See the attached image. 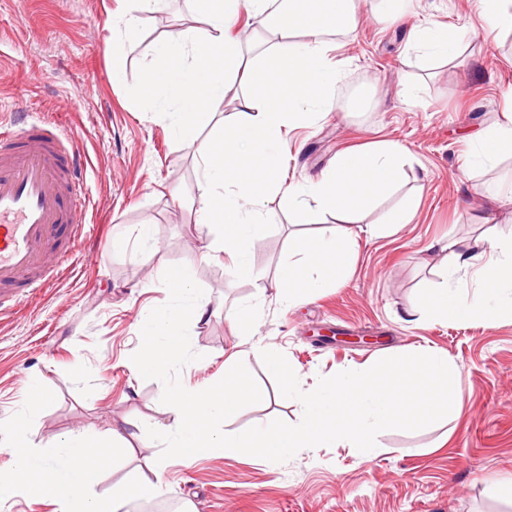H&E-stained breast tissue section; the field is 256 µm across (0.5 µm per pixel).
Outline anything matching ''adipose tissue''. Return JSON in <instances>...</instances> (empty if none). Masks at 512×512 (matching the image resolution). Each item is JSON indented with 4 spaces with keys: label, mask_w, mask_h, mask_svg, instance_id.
<instances>
[{
    "label": "adipose tissue",
    "mask_w": 512,
    "mask_h": 512,
    "mask_svg": "<svg viewBox=\"0 0 512 512\" xmlns=\"http://www.w3.org/2000/svg\"><path fill=\"white\" fill-rule=\"evenodd\" d=\"M205 28L176 31L165 41L156 65L138 85L146 104L165 111L172 134L194 138L207 126L218 127L219 141H200L197 148L202 180L198 212L202 223L221 231L206 242L204 260L227 257L238 278L257 274L249 258V241L263 222L268 193L278 192L294 223L309 224L319 214L336 216L338 225L327 237L303 242L292 239V262L281 266L280 284L288 288L289 302L304 300L317 289L340 281L355 254L354 226L389 194L396 175L408 164L396 144L346 149L314 178L284 183L280 147L286 136L305 122L317 120L334 107V92L345 75L343 62H331L330 35L353 28L358 0H195ZM415 0H377L376 18L386 24L407 22L406 43L426 59L447 62L466 54L467 31L457 27L410 24ZM248 17L255 31L281 39L276 50L251 64L229 32L240 17ZM261 77L257 95L237 99L234 112L220 116L228 80L239 70ZM501 121L471 136L475 167L512 158V92L504 96ZM442 283L426 294L422 312L427 320L493 323L512 316V238L493 244L488 253H472L468 244H447ZM194 265L182 262L165 274L178 309L148 318L143 324L151 336L134 369L140 374L165 376L169 365L186 347L184 314L203 322L207 300L193 287ZM474 275L473 291L460 283Z\"/></svg>",
    "instance_id": "obj_1"
}]
</instances>
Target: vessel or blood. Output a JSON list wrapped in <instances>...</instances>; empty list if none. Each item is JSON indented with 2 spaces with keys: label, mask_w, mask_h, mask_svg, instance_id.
<instances>
[{
  "label": "vessel or blood",
  "mask_w": 512,
  "mask_h": 512,
  "mask_svg": "<svg viewBox=\"0 0 512 512\" xmlns=\"http://www.w3.org/2000/svg\"><path fill=\"white\" fill-rule=\"evenodd\" d=\"M86 203L75 134L28 112L0 124V299L47 287L76 258Z\"/></svg>",
  "instance_id": "1"
}]
</instances>
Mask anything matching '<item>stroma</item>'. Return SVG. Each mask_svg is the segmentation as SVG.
<instances>
[{
	"label": "stroma",
	"instance_id": "1",
	"mask_svg": "<svg viewBox=\"0 0 512 512\" xmlns=\"http://www.w3.org/2000/svg\"><path fill=\"white\" fill-rule=\"evenodd\" d=\"M359 14L355 29L334 37L333 56L346 61L347 74L333 111L291 131L281 151L300 179L344 149L394 142L416 175L401 178L397 195L365 218L347 278L294 305L276 286L288 241L332 234L336 220L293 223L270 194L268 220L249 246L259 281L237 278L223 257L195 267L210 316L189 328L200 359L181 382L200 391L223 377L230 356L244 362L263 400L229 423L239 433L302 416L298 401L280 395L262 349L283 353L305 391L322 376L433 349L458 370L460 413L417 431L380 432L369 459L340 446L306 448L283 463L239 452L162 462L160 444L144 435L96 493L134 475L160 479L157 504L189 501L196 512H512L488 483L512 477V317L493 325L404 319L443 279L436 241L462 239L479 253L512 237V205L473 195L474 184L512 178V158L471 170L469 143L471 133L502 119L512 33L486 38L471 0H419L416 22L473 32L469 54L448 65L420 59L400 28L373 19L370 0H361ZM130 15L139 19L140 45L117 73L112 52ZM178 26L202 29L194 0H166L157 10L138 0H0V116L21 109L63 119L79 138L89 194L78 261L53 287L0 308V422L22 407L32 382L56 395L34 420V447L70 432L102 435L126 420L159 427L176 420L160 402L162 384L133 374L130 364L146 343L141 317L175 306L166 269L196 256L209 233L197 213L195 143L174 138L165 115L135 94L153 49ZM405 195L417 203L411 222L370 234ZM144 224L151 240L140 249L134 240Z\"/></svg>",
	"mask_w": 512,
	"mask_h": 512
}]
</instances>
